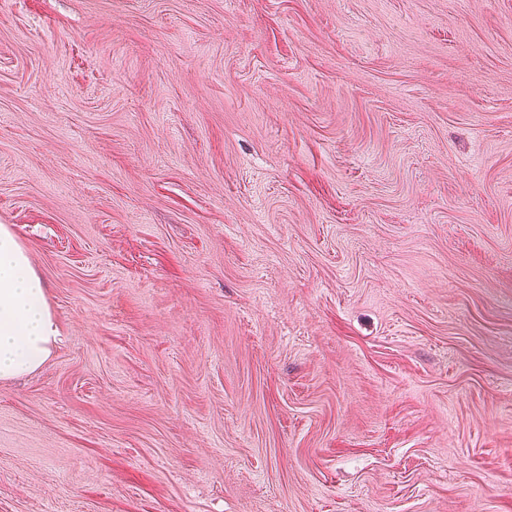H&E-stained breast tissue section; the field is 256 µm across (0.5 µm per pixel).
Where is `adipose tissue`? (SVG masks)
<instances>
[{
    "instance_id": "1",
    "label": "adipose tissue",
    "mask_w": 512,
    "mask_h": 512,
    "mask_svg": "<svg viewBox=\"0 0 512 512\" xmlns=\"http://www.w3.org/2000/svg\"><path fill=\"white\" fill-rule=\"evenodd\" d=\"M58 336L42 279L12 226L0 224V380L37 371Z\"/></svg>"
}]
</instances>
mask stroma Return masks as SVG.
I'll use <instances>...</instances> for the list:
<instances>
[{"label": "stroma", "mask_w": 512, "mask_h": 512, "mask_svg": "<svg viewBox=\"0 0 512 512\" xmlns=\"http://www.w3.org/2000/svg\"><path fill=\"white\" fill-rule=\"evenodd\" d=\"M0 224V512H512V0H0ZM58 336L42 279L12 226L0 224V380L37 371Z\"/></svg>", "instance_id": "1"}]
</instances>
